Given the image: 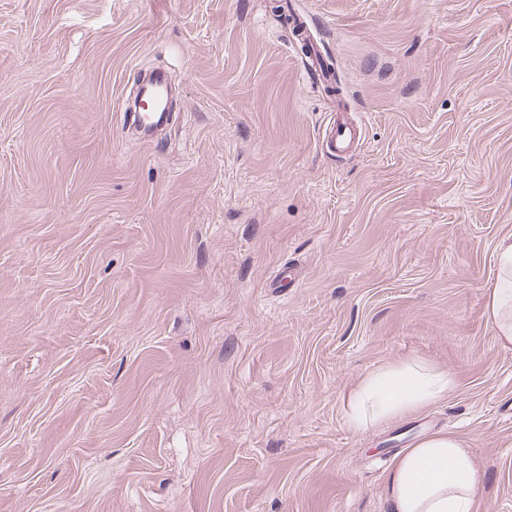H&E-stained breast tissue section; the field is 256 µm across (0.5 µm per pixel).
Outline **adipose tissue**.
<instances>
[{
    "label": "adipose tissue",
    "mask_w": 512,
    "mask_h": 512,
    "mask_svg": "<svg viewBox=\"0 0 512 512\" xmlns=\"http://www.w3.org/2000/svg\"><path fill=\"white\" fill-rule=\"evenodd\" d=\"M499 272L486 293V316L503 348H512V234L496 246ZM455 387L448 372L422 360L388 365L366 375L346 397V422L361 432L421 409ZM482 474L468 442L432 433L397 457L384 480L390 512H475Z\"/></svg>",
    "instance_id": "obj_1"
}]
</instances>
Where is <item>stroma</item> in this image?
Listing matches in <instances>:
<instances>
[{"label":"stroma","mask_w":512,"mask_h":512,"mask_svg":"<svg viewBox=\"0 0 512 512\" xmlns=\"http://www.w3.org/2000/svg\"><path fill=\"white\" fill-rule=\"evenodd\" d=\"M510 233L512 0H0V512H388L438 430L512 512ZM411 359L455 389L349 429ZM167 83L161 78L156 83L149 85L144 90V98L156 104V107L148 108L147 112H143L138 117L140 127L146 131H150L158 126L163 125L169 118L168 112L163 111L166 98ZM325 136L330 149L335 154H342L355 140L357 131L351 126L335 121L326 127ZM499 272L487 288L486 316L495 338L503 348H512V234L496 246Z\"/></svg>","instance_id":"35a3bbf8"}]
</instances>
